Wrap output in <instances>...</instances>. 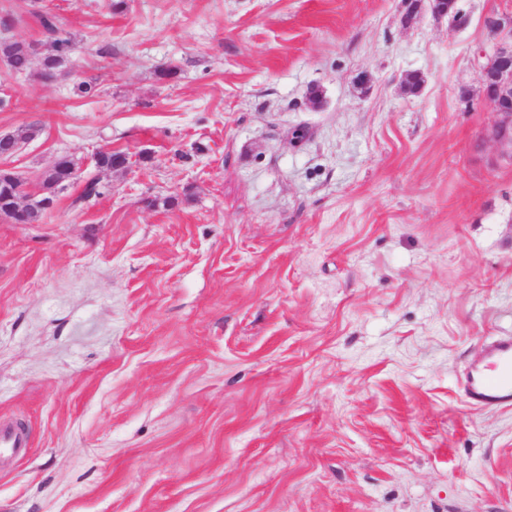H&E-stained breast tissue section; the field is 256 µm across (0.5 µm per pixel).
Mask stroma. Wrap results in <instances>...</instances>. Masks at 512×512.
Instances as JSON below:
<instances>
[{
	"label": "stroma",
	"instance_id": "obj_1",
	"mask_svg": "<svg viewBox=\"0 0 512 512\" xmlns=\"http://www.w3.org/2000/svg\"><path fill=\"white\" fill-rule=\"evenodd\" d=\"M109 4L0 0L4 37L45 42L47 8L75 43L50 81L0 65V132L41 127L4 164L31 193L79 174L0 221V421L32 440L0 512H512V409L460 387L512 334V153L474 61L512 0H459L461 27Z\"/></svg>",
	"mask_w": 512,
	"mask_h": 512
}]
</instances>
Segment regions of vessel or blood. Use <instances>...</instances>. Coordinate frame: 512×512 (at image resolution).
I'll return each mask as SVG.
<instances>
[{"label": "vessel or blood", "mask_w": 512, "mask_h": 512, "mask_svg": "<svg viewBox=\"0 0 512 512\" xmlns=\"http://www.w3.org/2000/svg\"><path fill=\"white\" fill-rule=\"evenodd\" d=\"M461 391L477 410L512 406V335L495 336L481 346L477 362L466 371ZM30 446L28 432L18 425H0V458L23 457Z\"/></svg>", "instance_id": "vessel-or-blood-1"}]
</instances>
